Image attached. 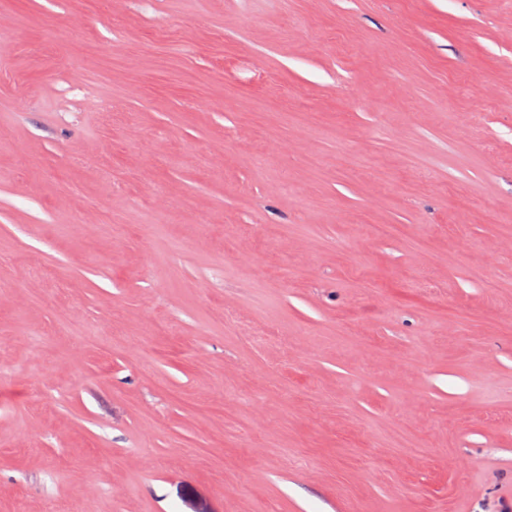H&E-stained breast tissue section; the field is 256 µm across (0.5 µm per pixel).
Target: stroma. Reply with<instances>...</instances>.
I'll use <instances>...</instances> for the list:
<instances>
[{"mask_svg": "<svg viewBox=\"0 0 512 512\" xmlns=\"http://www.w3.org/2000/svg\"><path fill=\"white\" fill-rule=\"evenodd\" d=\"M510 501L512 0H0V512Z\"/></svg>", "mask_w": 512, "mask_h": 512, "instance_id": "stroma-1", "label": "stroma"}]
</instances>
